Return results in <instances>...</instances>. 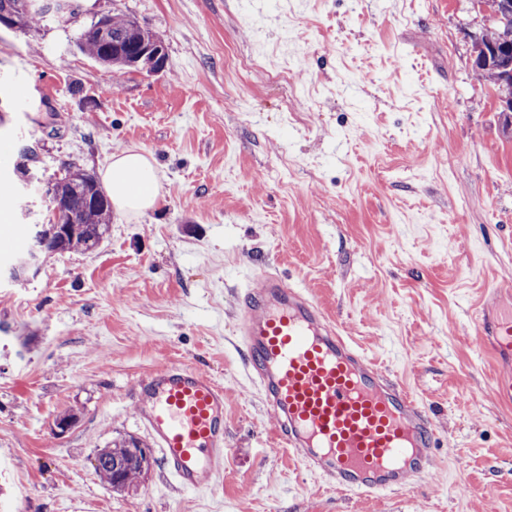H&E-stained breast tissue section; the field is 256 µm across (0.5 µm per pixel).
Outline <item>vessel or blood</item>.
Returning a JSON list of instances; mask_svg holds the SVG:
<instances>
[{
    "label": "vessel or blood",
    "instance_id": "b4317fda",
    "mask_svg": "<svg viewBox=\"0 0 512 512\" xmlns=\"http://www.w3.org/2000/svg\"><path fill=\"white\" fill-rule=\"evenodd\" d=\"M235 334L244 368L276 423L278 444L331 488L405 491L435 465V420L401 379L361 352L315 297L260 270L240 294ZM477 340L499 364L490 390L512 405V303L476 312ZM224 392L198 368L167 363L136 389L137 419L172 487L204 494L223 467Z\"/></svg>",
    "mask_w": 512,
    "mask_h": 512
}]
</instances>
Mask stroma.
Segmentation results:
<instances>
[{"instance_id": "stroma-1", "label": "stroma", "mask_w": 512, "mask_h": 512, "mask_svg": "<svg viewBox=\"0 0 512 512\" xmlns=\"http://www.w3.org/2000/svg\"><path fill=\"white\" fill-rule=\"evenodd\" d=\"M76 18L0 25V235L48 223L13 163L41 182L101 174L133 149L160 197L113 211L96 250L24 281L0 251V512H512V408L489 394L474 335L490 289L512 291V112L473 69L480 0H78ZM104 14L167 55L153 72L77 47ZM262 16L256 33L244 15ZM257 66L239 74L241 59ZM269 266L405 380L436 417L435 466L403 493L320 484L276 450L233 334L237 294ZM226 389L228 458L208 495L154 463L117 493L94 468L117 433L143 436L134 395L157 365ZM76 416L59 432L55 418Z\"/></svg>"}]
</instances>
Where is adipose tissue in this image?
<instances>
[{
  "label": "adipose tissue",
  "mask_w": 512,
  "mask_h": 512,
  "mask_svg": "<svg viewBox=\"0 0 512 512\" xmlns=\"http://www.w3.org/2000/svg\"><path fill=\"white\" fill-rule=\"evenodd\" d=\"M102 181L117 209L143 212L155 206L159 183L151 160L141 152L124 150L114 155Z\"/></svg>",
  "instance_id": "obj_1"
}]
</instances>
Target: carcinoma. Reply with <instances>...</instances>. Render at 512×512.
Returning a JSON list of instances; mask_svg holds the SVG:
<instances>
[{
	"instance_id": "obj_1",
	"label": "carcinoma",
	"mask_w": 512,
	"mask_h": 512,
	"mask_svg": "<svg viewBox=\"0 0 512 512\" xmlns=\"http://www.w3.org/2000/svg\"><path fill=\"white\" fill-rule=\"evenodd\" d=\"M492 25L482 32L480 42L473 43L474 64L478 74L500 87L512 82V51L500 44L504 31L512 30V0H491ZM77 6L70 0H58L56 12L40 6V0H0V15L12 17L13 24L29 30L46 17L62 22L76 15ZM79 48L98 63L130 69L159 71L166 63L162 43L126 17L106 15L83 28ZM62 202L59 223L42 224L40 229L49 240V253L93 251L109 237L111 203L94 173L83 169L71 171L52 183ZM148 448L133 435L119 434L95 454V470L103 482L123 492L145 476L138 466L129 464L130 449Z\"/></svg>"
}]
</instances>
